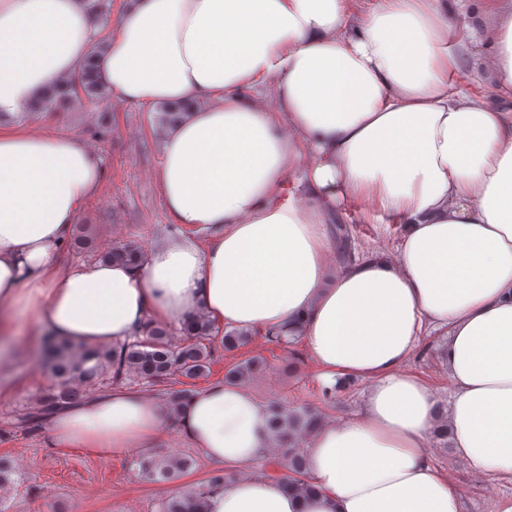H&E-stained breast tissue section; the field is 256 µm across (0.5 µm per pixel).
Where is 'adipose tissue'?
<instances>
[{"label": "adipose tissue", "mask_w": 512, "mask_h": 512, "mask_svg": "<svg viewBox=\"0 0 512 512\" xmlns=\"http://www.w3.org/2000/svg\"><path fill=\"white\" fill-rule=\"evenodd\" d=\"M462 0H127L97 30L87 0H0V113L95 57L120 100L190 105L161 128L154 180L177 242L134 263L73 264L66 245L106 179L64 132L0 125V334L32 324L76 346L146 322L302 336L329 381L370 380L362 409L310 438L315 493L248 473L266 407L216 382L178 409L191 447L233 473L208 512H463L425 439L436 398L404 366L444 329L457 454L512 476V0L483 78L459 87ZM401 225L394 251L333 264L350 213ZM54 448L134 456L162 436L159 400L124 387L47 419Z\"/></svg>", "instance_id": "adipose-tissue-1"}]
</instances>
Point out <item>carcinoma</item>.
Masks as SVG:
<instances>
[{"label":"carcinoma","mask_w":512,"mask_h":512,"mask_svg":"<svg viewBox=\"0 0 512 512\" xmlns=\"http://www.w3.org/2000/svg\"><path fill=\"white\" fill-rule=\"evenodd\" d=\"M108 92L101 83L93 61L89 60L77 79L52 89L38 98L33 110L56 112L66 103L86 99L102 102ZM71 249L87 250L109 262H131L143 254V247L134 240L116 243L102 251L93 249V242L76 235L69 243ZM252 334L236 329H220L204 314L198 313L182 327V337L174 338L165 324H148L143 335L112 348L92 346L75 347L58 339L49 340L46 351L47 368L55 379V386L43 395L38 411L27 416L25 422L39 427L46 416L69 404L78 402L80 386L90 384L110 374L115 382L128 380L145 387L167 386L179 379L181 388L171 394L170 413H175L179 402L197 391V380L207 376L218 349L226 353L247 345ZM266 342L289 349L290 356L297 355L293 346L300 337L286 336L281 332L268 333ZM266 358L254 355L228 366L224 372L227 384L244 385L259 377L266 369ZM268 441L270 451L284 468L283 479L301 496L315 491L307 465V450L302 440L310 436L323 423L316 411L308 408L293 409L280 401L267 404ZM433 437L448 447L447 411L440 410L432 428ZM133 463L149 480L173 481L193 465L187 457L138 456ZM232 480V474L215 470L203 485L192 492L163 499L159 512H207V497L212 488L223 486Z\"/></svg>","instance_id":"carcinoma-1"}]
</instances>
